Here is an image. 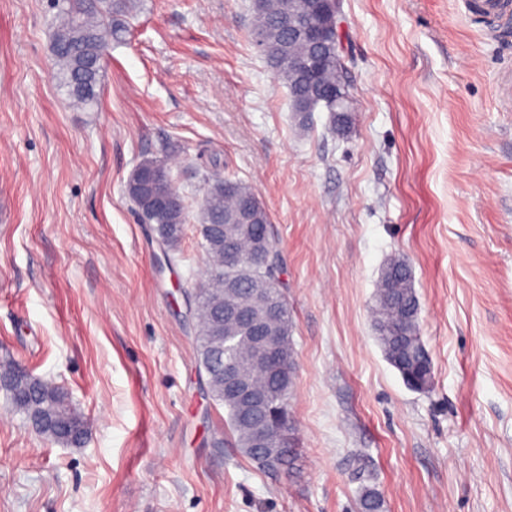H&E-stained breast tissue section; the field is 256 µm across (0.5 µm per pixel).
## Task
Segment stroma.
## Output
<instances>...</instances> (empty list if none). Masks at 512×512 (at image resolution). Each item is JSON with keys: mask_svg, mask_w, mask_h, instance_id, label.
Listing matches in <instances>:
<instances>
[{"mask_svg": "<svg viewBox=\"0 0 512 512\" xmlns=\"http://www.w3.org/2000/svg\"><path fill=\"white\" fill-rule=\"evenodd\" d=\"M473 0H341L353 126L298 118L249 38L251 0H144L97 107L55 79L49 0H0V358L63 385L81 446L31 431L0 392V512H512V18ZM169 148L197 195L212 167L268 210L293 320L294 476L212 446L177 266L126 192ZM411 267L429 390L372 320L383 266Z\"/></svg>", "mask_w": 512, "mask_h": 512, "instance_id": "35a3bbf8", "label": "stroma"}]
</instances>
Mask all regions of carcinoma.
Masks as SVG:
<instances>
[{
	"mask_svg": "<svg viewBox=\"0 0 512 512\" xmlns=\"http://www.w3.org/2000/svg\"><path fill=\"white\" fill-rule=\"evenodd\" d=\"M316 0H252L253 43L288 84L294 111L333 112L319 99L323 86L350 92L346 62L328 42L320 49L288 40L280 14L292 9L301 18L313 13ZM138 0H57L58 26L51 51L59 87L73 105L97 106L101 95L103 56L108 44L127 34V19ZM171 172L166 160H143L131 173L128 195L144 223L176 260L185 235L189 202L173 176L165 193L170 204L149 201L153 177ZM198 231L207 257L205 277L183 292L192 302L197 322L195 352L198 373L206 377L213 404L227 410L236 447L265 472L292 475L298 459L288 399L295 376L292 316L278 277V259L271 238L270 217L250 185L213 171L205 178ZM420 303L404 259L394 256L382 270L374 296L373 317L386 359L415 391L432 384L433 369L420 339ZM275 338L277 356L259 361L261 333ZM262 395L249 409L224 387V368ZM0 390L24 423L39 436L65 446L80 445L86 435L83 416L72 406L67 389L19 370L14 361L0 364ZM375 489L358 496V512H381Z\"/></svg>",
	"mask_w": 512,
	"mask_h": 512,
	"instance_id": "carcinoma-1",
	"label": "carcinoma"
}]
</instances>
